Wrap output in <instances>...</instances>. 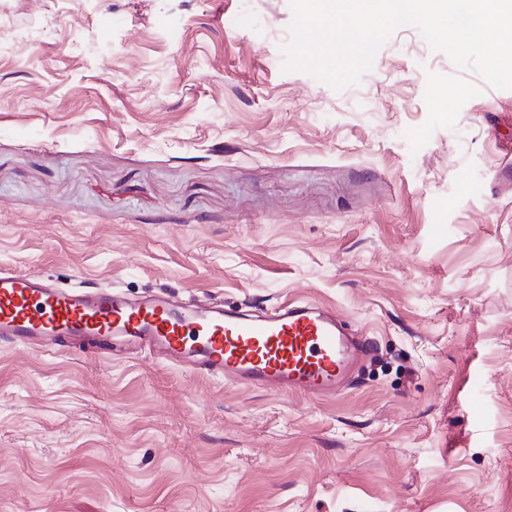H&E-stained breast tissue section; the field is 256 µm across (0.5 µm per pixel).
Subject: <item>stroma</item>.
Returning a JSON list of instances; mask_svg holds the SVG:
<instances>
[{
	"mask_svg": "<svg viewBox=\"0 0 512 512\" xmlns=\"http://www.w3.org/2000/svg\"><path fill=\"white\" fill-rule=\"evenodd\" d=\"M289 0H0V268L373 346L335 396L0 341V512H512V90L413 25L338 91Z\"/></svg>",
	"mask_w": 512,
	"mask_h": 512,
	"instance_id": "1",
	"label": "stroma"
}]
</instances>
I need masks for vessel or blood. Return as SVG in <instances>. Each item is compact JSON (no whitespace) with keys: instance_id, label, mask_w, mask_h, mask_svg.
<instances>
[{"instance_id":"vessel-or-blood-1","label":"vessel or blood","mask_w":512,"mask_h":512,"mask_svg":"<svg viewBox=\"0 0 512 512\" xmlns=\"http://www.w3.org/2000/svg\"><path fill=\"white\" fill-rule=\"evenodd\" d=\"M99 338L157 351L174 366L244 386L319 398L348 379L370 345L314 303L249 313L215 303L129 300L116 288L63 290L0 269V340L53 344Z\"/></svg>"}]
</instances>
